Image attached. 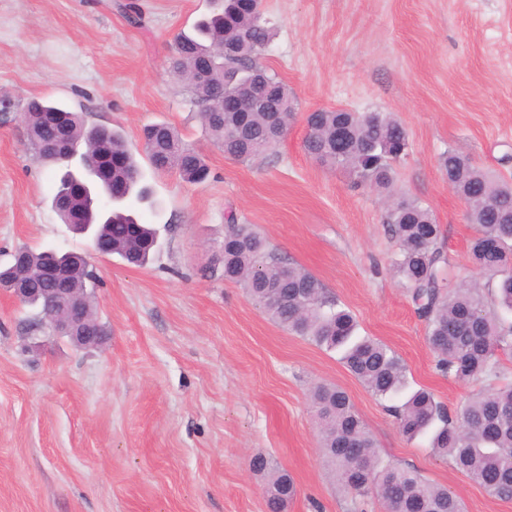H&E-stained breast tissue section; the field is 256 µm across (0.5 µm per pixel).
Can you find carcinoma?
<instances>
[{
	"label": "carcinoma",
	"instance_id": "obj_1",
	"mask_svg": "<svg viewBox=\"0 0 512 512\" xmlns=\"http://www.w3.org/2000/svg\"><path fill=\"white\" fill-rule=\"evenodd\" d=\"M270 41L262 0H220L218 8L198 20L191 32L176 38L172 49L169 73L188 83L205 133L224 156L242 162L274 147L296 110L288 86L260 63ZM202 59L211 66L203 81L197 82L194 74ZM245 85L259 92L270 87L272 93L245 102L240 112L214 107V100ZM61 114L66 115L71 157H79L77 169L52 150ZM21 120L33 154L47 166L65 167L52 197V207L63 223H68V217L57 201L72 179L95 178L103 186L111 179L121 181L127 186V197L148 198L147 188L139 186L140 167L120 131L89 125L81 113L38 98L26 103ZM306 124L304 149L309 155L329 168L345 170L354 184L373 187L389 198L384 224L398 246L391 267L425 320L426 342L439 371L459 380L482 375L501 378L498 354H512V323L490 309L487 295L512 312V181L492 178L454 149L439 158L448 183L469 205L467 220L475 229L469 258L487 279L483 285L476 280L462 282L448 269L441 228L431 210L417 199L394 197L398 167L409 148L408 133L395 115L318 109L307 114ZM144 132L151 134L144 147L154 169L176 170L189 183L208 181L211 171L203 155L184 144L173 127L156 123ZM111 154L122 157V165L108 168ZM124 203L116 199L98 206L89 199L87 223L93 235L112 237L113 253L144 266L157 244V233L139 222ZM49 266L65 269L68 288H94L98 283L81 253L20 247L0 269V287L38 289L26 306L43 317L42 289L59 287L44 274ZM224 280L242 284L258 309L285 330L339 352L351 374L372 395L389 402L387 409L405 436L412 439L432 433L436 454L451 459L491 496L512 499V381L490 387L454 415L432 392L409 390L407 367L397 353L379 340L356 335L354 314L320 279L269 248L252 225L239 223L231 213L224 231ZM312 401L327 466L339 490L352 501L373 494L387 512H464L461 500L448 488L378 455L367 425L345 390L318 385ZM253 469L268 477L270 512H284L297 494L294 480L264 456L254 459Z\"/></svg>",
	"mask_w": 512,
	"mask_h": 512
}]
</instances>
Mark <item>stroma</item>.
I'll return each instance as SVG.
<instances>
[{"label":"stroma","instance_id":"obj_1","mask_svg":"<svg viewBox=\"0 0 512 512\" xmlns=\"http://www.w3.org/2000/svg\"><path fill=\"white\" fill-rule=\"evenodd\" d=\"M209 0H0V263L19 247L87 254L98 347L51 337L24 347L31 312L0 292V512H268L262 454L290 474L286 512H351L319 448L310 393L336 385L366 422L378 454L447 487L465 512H512L407 440L386 404L337 353L292 335L224 279V216L254 225L318 277L394 350L413 387L449 410L485 392L435 368L425 322L390 267L397 250L373 188L353 186L303 149L316 109L394 113L409 136L396 187L433 212L459 279L477 273L465 201L438 158L454 148L512 178V0H263L272 39L263 63L295 95L284 138L239 162L204 134L174 39ZM49 98L120 130L139 159L158 230L145 267L99 257L51 206L57 175L29 151L20 114ZM172 126L211 168L203 184L155 170L144 126Z\"/></svg>","mask_w":512,"mask_h":512}]
</instances>
